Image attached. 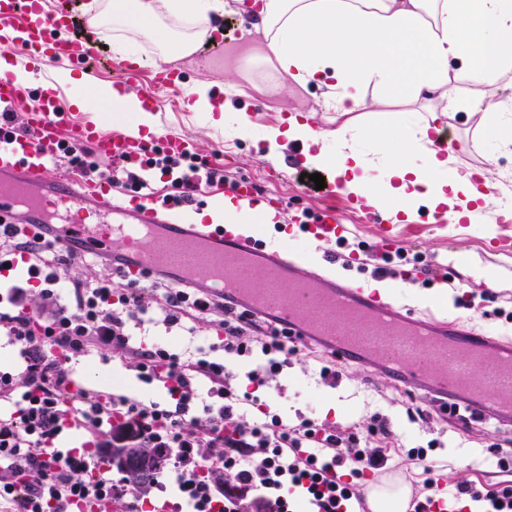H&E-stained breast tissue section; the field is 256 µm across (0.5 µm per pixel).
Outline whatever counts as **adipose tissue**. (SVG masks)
<instances>
[{
  "mask_svg": "<svg viewBox=\"0 0 512 512\" xmlns=\"http://www.w3.org/2000/svg\"><path fill=\"white\" fill-rule=\"evenodd\" d=\"M226 8V0H91L86 14L91 28L111 36L122 59L131 58L133 45L148 43L161 65L191 55L210 39L213 16ZM253 14L262 35L256 65L299 86L323 88L343 118L331 131L295 116L282 119L262 137L267 158L278 155L282 141H301L306 164L336 170L345 196L364 198L393 217H412L420 199L435 209L464 212L479 201L495 203L487 169L459 174L434 137L460 107L481 113L485 131L497 127V115L507 105L485 93L512 73V0H258ZM472 30L473 40L467 37ZM461 85L470 87L469 97H457ZM369 89L378 104L407 101L427 112L407 145V159L387 157L379 171L355 150L333 154L326 148L327 140L345 142L357 127ZM186 96L191 111L214 114V126L229 123L235 133H249L247 113L231 100H219L213 82H195ZM96 100L99 111L123 113V129L159 130L156 116L127 87L103 89Z\"/></svg>",
  "mask_w": 512,
  "mask_h": 512,
  "instance_id": "ef3b65f1",
  "label": "adipose tissue"
}]
</instances>
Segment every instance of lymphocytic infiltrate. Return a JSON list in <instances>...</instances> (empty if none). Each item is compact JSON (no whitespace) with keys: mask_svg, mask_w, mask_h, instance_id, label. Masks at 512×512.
Masks as SVG:
<instances>
[{"mask_svg":"<svg viewBox=\"0 0 512 512\" xmlns=\"http://www.w3.org/2000/svg\"><path fill=\"white\" fill-rule=\"evenodd\" d=\"M63 154L81 177L146 186L136 171L101 170L82 145L64 146ZM147 165L179 170L173 182L178 200L230 182L223 170L202 169L190 152H159ZM22 254L31 259L42 307L25 305V287L15 284L7 307L0 308V335L14 351L11 369L0 371V398L12 405L0 415V512H107L112 503L145 499L143 489L99 468L114 439L173 456L177 488L192 512H293L298 490L312 512L365 505L370 475L389 461L386 418L375 414L358 429L340 431L309 418L291 426L276 415L260 421L243 411L248 405L263 412L256 388L280 373L282 355L296 351L285 329L194 288L146 280L118 289L108 276L74 277L72 269L86 262L81 249L64 250L47 233L0 224V267ZM63 281L73 294L67 305L57 291ZM158 319L170 326L208 320L221 335L223 358L132 343L130 324ZM99 349L133 358L146 379L165 381L168 401L147 404L82 385L74 366ZM256 350L266 365L243 374L232 368V361ZM203 380L217 404L199 403ZM72 429L84 432L85 441L58 447L60 436ZM454 499L483 503L484 512H512L508 485L478 489L461 482Z\"/></svg>","mask_w":512,"mask_h":512,"instance_id":"lymphocytic-infiltrate-1","label":"lymphocytic infiltrate"}]
</instances>
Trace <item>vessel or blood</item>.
<instances>
[{"label":"vessel or blood","mask_w":512,"mask_h":512,"mask_svg":"<svg viewBox=\"0 0 512 512\" xmlns=\"http://www.w3.org/2000/svg\"><path fill=\"white\" fill-rule=\"evenodd\" d=\"M70 14L45 11L42 0H0V49L27 48L28 63L48 59L89 65L97 55L93 35L72 37ZM32 108L23 128L0 121V219L22 212L26 223L54 216L49 232L62 248L112 256V273L127 282L157 275L170 284L193 283L286 328L293 339L332 358L387 376L404 392L429 399L460 395L477 420L512 424V340L474 329L465 315L422 317L379 291L336 273L331 245L350 228L334 208L317 218L295 214V233L325 246L317 267L299 252L267 248L235 224L196 221L198 201L158 198L52 172L65 142L88 143L105 158L134 161L145 145L129 133L102 134L90 124L64 119L60 90L31 88L0 75V110ZM237 209H252L265 193L247 178L224 192ZM96 221L88 223L86 211Z\"/></svg>","instance_id":"obj_1"}]
</instances>
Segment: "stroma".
Segmentation results:
<instances>
[{
	"mask_svg": "<svg viewBox=\"0 0 512 512\" xmlns=\"http://www.w3.org/2000/svg\"><path fill=\"white\" fill-rule=\"evenodd\" d=\"M225 16L232 24L223 30V56L198 52L173 61V68L183 71L185 83L209 80L222 84L235 79L238 67L256 49L257 42L252 36L255 18L237 10L226 11ZM233 102L237 109L248 113L256 107L263 109L264 116L253 120L250 135L242 137L213 127L207 113L189 111L182 97L164 92L157 95L155 113L161 133L184 136L192 143L194 154L209 166L224 170L234 180L250 178L261 190L269 191L272 201L282 203L279 220L271 226L254 225L253 235L276 246H298L308 258L318 259L321 251L316 246L295 243L292 237H279L278 232L288 225L295 209L321 207L325 201L323 192L306 180L308 167L297 144H288L277 159L270 160L257 152L255 141L267 128L292 114L313 113L316 123L326 130L335 129L341 122L340 116L327 107L321 89L313 85L302 88L292 84L280 93L249 87L244 95L234 96ZM359 113L361 128L349 138L348 144L375 162L382 152L375 144L376 137L397 129L400 136L390 142L387 150L401 152L403 140L411 137L424 111L416 106L384 107L369 95ZM448 130L456 142L454 157L458 170L483 165L484 154H492L494 161L489 167L490 178L496 185L495 195L512 197V147L503 148L492 141L486 144L484 153H477L473 148L480 136L477 119L466 111L454 114ZM401 229V246L409 254L421 255L438 269H457L461 276L449 283L438 278L428 283L414 280L406 287L391 289L392 298L420 311L450 316L461 311L458 296L486 289L489 298L480 307L466 312L469 319L476 328L512 337V322L503 316L504 311L512 309V223L488 224L479 214L463 224H435L420 209L412 220L402 223ZM132 338H144L184 353L208 348L215 340V330L205 322L199 323L192 333L148 323L133 327ZM325 362L323 355L305 350L289 355L283 370L261 390V398L291 426L306 417L343 430L360 423L367 414H382L393 434L388 466L405 475L411 491L421 489L425 474L406 455L410 449L431 441L437 447L429 452L428 459L443 485L451 487L466 481L479 487L512 482V471H501L493 449L499 440L512 439V430L501 429L492 421L484 423L480 430L470 431L453 418L445 424L421 419L411 413L415 397L395 390L383 377L367 374L361 366L350 362L341 366V379L333 385L321 376ZM79 366L87 375L98 377L100 389L114 388L121 394L157 402L168 398L163 382L148 383L141 379L133 359H121L102 350L82 359Z\"/></svg>",
	"mask_w": 512,
	"mask_h": 512,
	"instance_id": "1",
	"label": "stroma"
}]
</instances>
